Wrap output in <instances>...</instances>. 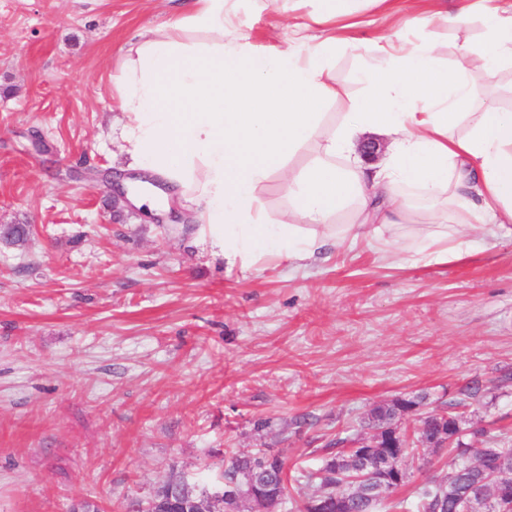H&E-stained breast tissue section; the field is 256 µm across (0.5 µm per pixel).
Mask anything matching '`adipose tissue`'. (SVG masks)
Segmentation results:
<instances>
[{
    "instance_id": "ef3b65f1",
    "label": "adipose tissue",
    "mask_w": 512,
    "mask_h": 512,
    "mask_svg": "<svg viewBox=\"0 0 512 512\" xmlns=\"http://www.w3.org/2000/svg\"><path fill=\"white\" fill-rule=\"evenodd\" d=\"M435 19L459 39L443 65L432 43L365 45L336 25L391 0H296L283 41L238 33V0H193L189 13L142 29L116 82L129 167L193 201L200 240L228 269L268 259L300 267L326 248L361 240L409 262L469 253V232L512 240V110L477 109L474 69H512V0H436ZM484 44L473 59L470 30ZM364 51L363 95L332 73L337 45ZM343 100L326 127L321 108ZM368 132L390 138L384 157L356 155ZM318 152L292 159L310 138ZM280 174L288 202L274 218L258 195Z\"/></svg>"
}]
</instances>
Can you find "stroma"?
<instances>
[{"mask_svg": "<svg viewBox=\"0 0 512 512\" xmlns=\"http://www.w3.org/2000/svg\"><path fill=\"white\" fill-rule=\"evenodd\" d=\"M441 61L455 33L396 0ZM183 0H0V512H123L170 475L213 488L226 453L318 467L372 409L415 400L512 431V240L442 263L342 246L294 269L226 270L192 202L113 201L130 175L113 125L122 49ZM291 0H243L241 30L281 39ZM268 420L257 428L258 420Z\"/></svg>", "mask_w": 512, "mask_h": 512, "instance_id": "1", "label": "stroma"}]
</instances>
